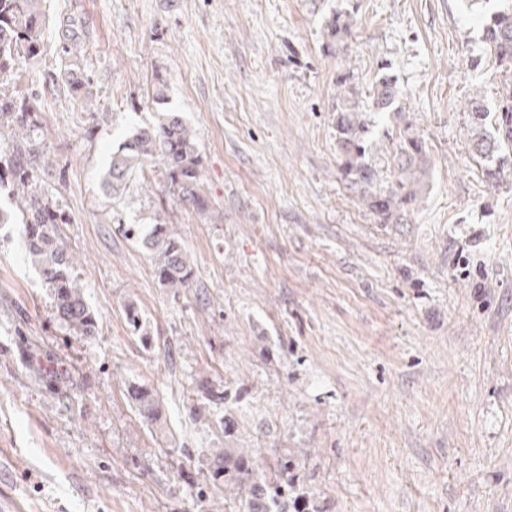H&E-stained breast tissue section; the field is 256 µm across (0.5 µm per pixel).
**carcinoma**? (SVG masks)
Returning a JSON list of instances; mask_svg holds the SVG:
<instances>
[{
  "label": "carcinoma",
  "mask_w": 512,
  "mask_h": 512,
  "mask_svg": "<svg viewBox=\"0 0 512 512\" xmlns=\"http://www.w3.org/2000/svg\"><path fill=\"white\" fill-rule=\"evenodd\" d=\"M336 42L352 35L353 17L338 14L327 24ZM59 69L47 73L42 83L22 93L15 83L16 71L23 62L36 59L43 49L45 30L44 0H0V129L8 128L15 139L0 148V190L8 189L10 208H0V224L21 219L23 246L27 261L52 288L56 319L75 336H93L99 322L90 309L82 288L73 277L72 257L57 242V225L69 223L57 195L42 185L40 173L52 159L43 129L45 115L40 101L60 80L68 92L88 102L89 111H106L92 103L91 77L83 66L87 51L85 21L75 15H59L55 21ZM485 56L471 60L474 66H495L502 77L501 99L494 125L487 126L489 110L482 95L472 94L467 101L471 146L486 166L487 181L500 185L512 177V0L487 17L482 27ZM399 89L391 77L379 74L368 98H363L348 72L336 75V145L340 170L362 201L383 222L399 221L402 214L415 209L426 194L430 168L426 142L409 126L400 137L391 139L394 182L380 188L379 170L368 145L369 114H391ZM159 173L168 197L210 219L213 204L204 191V173L196 134L177 112H168L159 122L135 129L110 154L102 185L112 199H125L136 174ZM161 207L155 211L149 230L138 224H122L119 231L148 250L154 258L158 281L178 295L194 286L193 260L184 243L174 234ZM123 313L132 333L146 336L144 319L136 305L124 306ZM138 412L159 421L162 406L146 388L134 391ZM299 464L294 455L284 453L278 464L268 469L261 481L250 480L255 472L253 456L240 454L232 464L208 471V480L237 485L247 490L245 505L253 506L252 493L265 504V512H287L288 505L303 493L293 470Z\"/></svg>",
  "instance_id": "obj_1"
}]
</instances>
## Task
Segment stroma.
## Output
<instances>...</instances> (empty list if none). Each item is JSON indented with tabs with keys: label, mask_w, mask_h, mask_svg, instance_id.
<instances>
[{
	"label": "stroma",
	"mask_w": 512,
	"mask_h": 512,
	"mask_svg": "<svg viewBox=\"0 0 512 512\" xmlns=\"http://www.w3.org/2000/svg\"><path fill=\"white\" fill-rule=\"evenodd\" d=\"M462 0H46L87 23L84 66L108 121L59 88L42 102L43 173L69 221L60 241L99 320L73 336L0 224V498L18 512H225L206 486L220 453L290 449L304 512H512V181L492 186L464 104L495 105L473 70L481 17ZM351 14L350 50L326 24ZM426 142L421 207L386 224L339 172L336 75L368 92L381 65ZM164 105L151 103L155 82ZM197 135L221 221L101 176L112 148L163 110ZM165 205L196 268L173 295L119 224ZM143 314L134 336L123 307ZM157 394L160 422L128 389ZM223 400L202 396V386Z\"/></svg>",
	"instance_id": "stroma-1"
}]
</instances>
